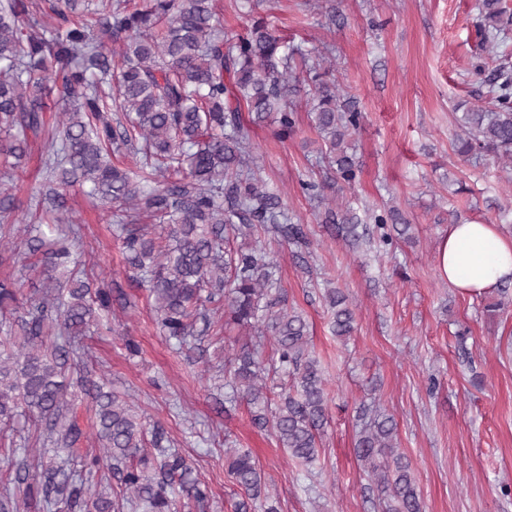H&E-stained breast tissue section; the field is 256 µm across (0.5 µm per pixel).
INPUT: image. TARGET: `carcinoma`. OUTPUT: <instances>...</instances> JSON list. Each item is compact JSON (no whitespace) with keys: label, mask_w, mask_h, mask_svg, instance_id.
I'll return each instance as SVG.
<instances>
[{"label":"carcinoma","mask_w":512,"mask_h":512,"mask_svg":"<svg viewBox=\"0 0 512 512\" xmlns=\"http://www.w3.org/2000/svg\"><path fill=\"white\" fill-rule=\"evenodd\" d=\"M82 2L44 0V9L31 0H0V155H25L29 136L46 133L45 99L63 92L69 106L51 133L50 177L41 190L45 212L57 224L69 222L63 194L76 185L118 204L126 260L148 278L164 335L182 344L212 335V323L198 326L207 303L224 309L225 322L250 329L259 341L224 358L225 401L250 405L254 424L270 426L281 447L311 465L327 423L328 393L308 350L307 323L288 307L274 256L258 243L232 248L230 235L249 236L259 227L297 248L296 259L307 268L303 228L289 222L280 197L249 167L250 125L275 112L279 137L295 132L294 98L303 80L292 75L291 62L300 59L312 84L310 112L326 146L321 160L347 184L358 171L349 138L364 115L341 100L336 84L301 49L282 53L281 37L262 17L227 38L213 0H147L142 6L120 0L99 12L108 48L75 20ZM476 27L481 44L494 49L508 38L512 12L501 0H479ZM489 93L487 108L463 113L457 153L512 164L511 65L495 69ZM114 112L125 113L128 125H113ZM118 142L138 144L133 166L108 160L110 145ZM302 188L322 223L347 245L359 246L364 235L357 215L327 204L320 183ZM36 219L30 215L24 233L29 252L41 255V287L19 305L12 284L0 283V423L32 418L47 448L32 463L23 449L13 481L0 489V512H20L33 500L47 512H117L101 485L105 469L119 475L133 512H177L181 494L204 501L207 487L187 460L165 449L157 429L146 441L141 417L89 370L87 396L97 407L102 448L83 455L76 448L83 431L64 373L83 337L110 310L112 296L82 280L86 272L75 264L68 241L46 240ZM372 219L386 246L411 229L395 208ZM325 300L331 332L351 335L355 313L348 296L329 288ZM265 336L272 337L279 367L292 379L274 404L264 389L266 374L276 367L259 357ZM356 452L389 498L388 512H421L391 417L376 413L360 430ZM77 458L79 472L72 469ZM229 470L248 499H260L264 476L250 452L235 450Z\"/></svg>","instance_id":"carcinoma-1"}]
</instances>
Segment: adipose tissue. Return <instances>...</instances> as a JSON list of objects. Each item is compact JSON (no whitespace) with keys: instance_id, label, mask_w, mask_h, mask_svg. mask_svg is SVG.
<instances>
[{"instance_id":"1","label":"adipose tissue","mask_w":512,"mask_h":512,"mask_svg":"<svg viewBox=\"0 0 512 512\" xmlns=\"http://www.w3.org/2000/svg\"><path fill=\"white\" fill-rule=\"evenodd\" d=\"M437 261L450 287L480 296L512 282V236L494 224H454L438 245Z\"/></svg>"}]
</instances>
